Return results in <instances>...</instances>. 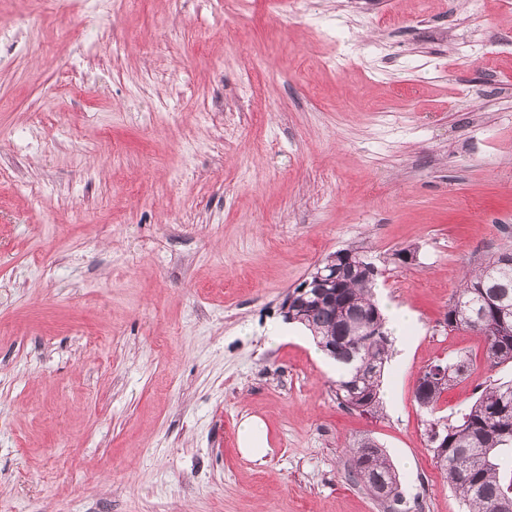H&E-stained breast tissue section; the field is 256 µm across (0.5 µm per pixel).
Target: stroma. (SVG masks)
I'll use <instances>...</instances> for the list:
<instances>
[{
  "instance_id": "35a3bbf8",
  "label": "stroma",
  "mask_w": 512,
  "mask_h": 512,
  "mask_svg": "<svg viewBox=\"0 0 512 512\" xmlns=\"http://www.w3.org/2000/svg\"><path fill=\"white\" fill-rule=\"evenodd\" d=\"M481 2L0 0V512H466L414 385L485 356L444 314L512 252V0ZM341 248L416 318L375 418L309 331L269 338ZM364 438L402 502L350 477ZM240 452L253 459H262L270 450L265 423L257 417L243 420L238 428Z\"/></svg>"
}]
</instances>
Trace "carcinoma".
Wrapping results in <instances>:
<instances>
[{"label": "carcinoma", "mask_w": 512, "mask_h": 512, "mask_svg": "<svg viewBox=\"0 0 512 512\" xmlns=\"http://www.w3.org/2000/svg\"><path fill=\"white\" fill-rule=\"evenodd\" d=\"M375 288L374 279L357 269L337 284L336 307L312 301L297 320L316 343H336L333 360L341 364L334 381L337 400L370 415L380 412L379 386L390 358L388 337L343 331L341 322L345 311L376 314ZM505 307L512 309V252L498 254L464 278L448 304L445 322L452 330L483 336L492 350L491 366L512 364V315L503 313ZM446 363L450 383L470 371L464 355ZM441 393L436 384L424 387L419 405L432 418ZM446 428L440 462L448 485L462 495L468 512H500L503 499L512 500V379L487 387L455 419L447 420ZM351 476L374 494L383 488V497L401 498L397 473L373 440L352 449Z\"/></svg>", "instance_id": "1"}]
</instances>
